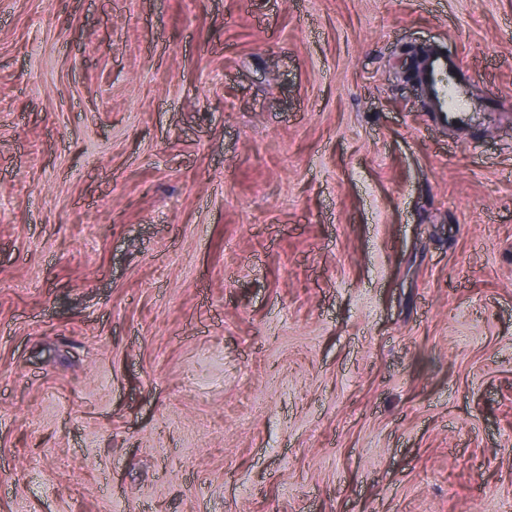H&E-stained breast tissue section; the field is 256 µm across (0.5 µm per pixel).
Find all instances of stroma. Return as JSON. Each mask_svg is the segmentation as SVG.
Masks as SVG:
<instances>
[{"label":"stroma","instance_id":"1","mask_svg":"<svg viewBox=\"0 0 512 512\" xmlns=\"http://www.w3.org/2000/svg\"><path fill=\"white\" fill-rule=\"evenodd\" d=\"M512 0H0V512H512ZM461 71V59L448 60L446 56H433L426 59L421 75L432 112L449 125L465 123L472 114L462 85L456 81Z\"/></svg>","mask_w":512,"mask_h":512}]
</instances>
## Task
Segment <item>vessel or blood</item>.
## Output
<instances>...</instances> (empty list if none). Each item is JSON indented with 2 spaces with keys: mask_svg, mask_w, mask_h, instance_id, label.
<instances>
[{
  "mask_svg": "<svg viewBox=\"0 0 512 512\" xmlns=\"http://www.w3.org/2000/svg\"><path fill=\"white\" fill-rule=\"evenodd\" d=\"M462 69L461 59L433 56L426 59L421 75L433 113L451 125L465 123L471 117L462 85L456 79Z\"/></svg>",
  "mask_w": 512,
  "mask_h": 512,
  "instance_id": "vessel-or-blood-1",
  "label": "vessel or blood"
}]
</instances>
